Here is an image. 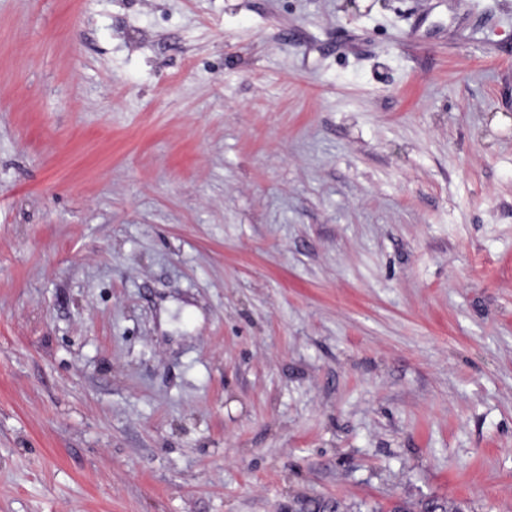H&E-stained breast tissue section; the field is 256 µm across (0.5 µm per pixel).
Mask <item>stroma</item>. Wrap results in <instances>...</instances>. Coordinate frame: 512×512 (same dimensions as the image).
Listing matches in <instances>:
<instances>
[{
	"label": "stroma",
	"mask_w": 512,
	"mask_h": 512,
	"mask_svg": "<svg viewBox=\"0 0 512 512\" xmlns=\"http://www.w3.org/2000/svg\"><path fill=\"white\" fill-rule=\"evenodd\" d=\"M512 512V0H0V512Z\"/></svg>",
	"instance_id": "obj_1"
}]
</instances>
